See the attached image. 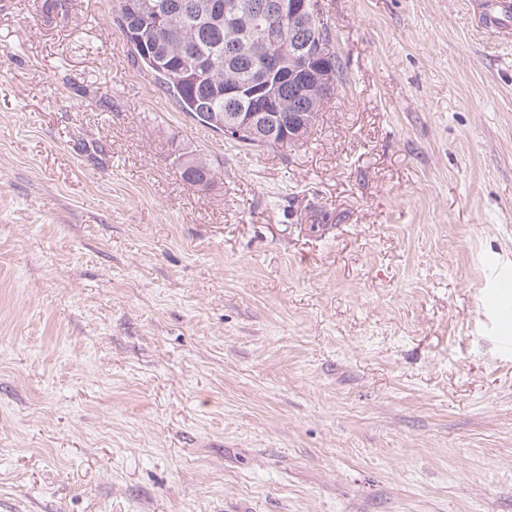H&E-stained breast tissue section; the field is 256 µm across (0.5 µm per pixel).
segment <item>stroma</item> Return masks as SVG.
<instances>
[{
	"mask_svg": "<svg viewBox=\"0 0 512 512\" xmlns=\"http://www.w3.org/2000/svg\"><path fill=\"white\" fill-rule=\"evenodd\" d=\"M320 4L336 84L250 147L116 0H0V512H512V44ZM181 175L192 184L207 185L212 181L214 173L205 160L191 158L184 163Z\"/></svg>",
	"mask_w": 512,
	"mask_h": 512,
	"instance_id": "1",
	"label": "stroma"
}]
</instances>
